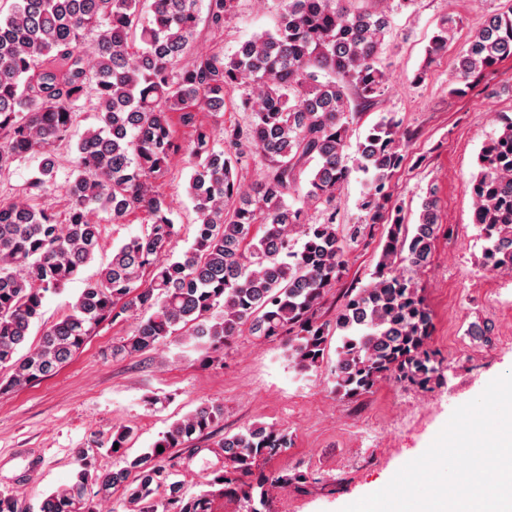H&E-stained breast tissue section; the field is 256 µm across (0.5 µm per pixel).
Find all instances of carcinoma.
<instances>
[{"label":"carcinoma","mask_w":512,"mask_h":512,"mask_svg":"<svg viewBox=\"0 0 512 512\" xmlns=\"http://www.w3.org/2000/svg\"><path fill=\"white\" fill-rule=\"evenodd\" d=\"M197 2L10 0L7 13L0 12V172L37 157L39 176L29 192L47 195L57 147L71 136L87 88L99 102V126L80 138L71 161L64 221L48 208L0 204V368L9 369L0 377V395L53 376L103 323L131 316L139 322L112 345L114 360L181 332L195 341L202 362L214 365L246 333L283 343L306 371L321 363L326 338L336 333V391L346 397L368 393L387 375L423 388L443 385L448 366L427 347L432 317L415 278L430 265L440 230L436 191L422 200L414 224L390 206L404 160L400 140L410 137L392 113L359 138L355 168L347 164L356 109L384 91L381 54L390 16L358 0H287L274 29L230 56L187 62L199 27L223 30L238 7V0H207L203 13ZM454 24L441 22L428 56L448 48ZM509 58L512 6L489 17L458 51L457 80L492 72ZM245 80L252 91L239 109L247 127L224 129L218 150L196 113L223 111L226 92ZM174 112L193 128L187 145L173 130ZM182 151L192 162L195 235L174 258L172 208L155 182ZM253 156L269 172L244 193L238 173ZM354 169L365 175V216L344 231L337 201ZM471 193L473 223L486 241L483 266L512 271V119L480 150ZM289 195L297 203H287ZM95 209L114 220L140 211L145 228L114 247L69 312L20 353L46 294L64 289L93 259ZM377 224L387 232L371 282L351 289L335 318H323L348 250ZM223 419L224 405L203 401L134 457L127 455L134 430L122 426L107 452L124 466L111 471L100 470L89 449H76L74 478L49 493L40 512H95V497L118 490L129 512H210L215 486L239 497L241 512H266L267 488L307 482L301 471L244 481L258 460L291 446L287 432L251 424L224 435L217 443L224 469L187 494L168 462Z\"/></svg>","instance_id":"1"}]
</instances>
